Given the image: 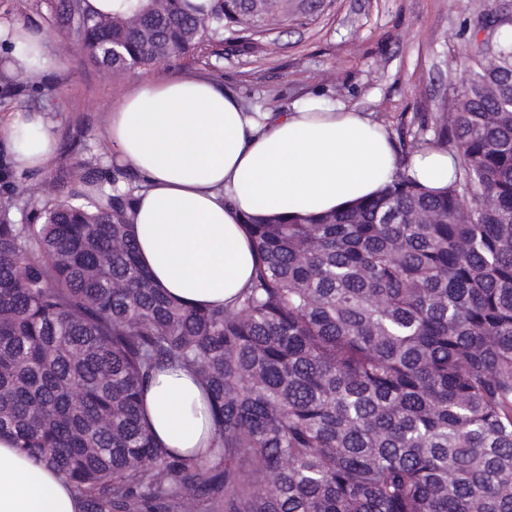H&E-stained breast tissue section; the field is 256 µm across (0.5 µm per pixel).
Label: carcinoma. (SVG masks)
Listing matches in <instances>:
<instances>
[{
    "label": "carcinoma",
    "instance_id": "1",
    "mask_svg": "<svg viewBox=\"0 0 512 512\" xmlns=\"http://www.w3.org/2000/svg\"><path fill=\"white\" fill-rule=\"evenodd\" d=\"M287 2L58 9L66 45L120 74L248 38ZM494 54L464 39L454 111L413 135L452 154L450 184L399 172L344 211L245 217L255 268L229 302L154 284L127 166L81 161L62 196L20 192L35 222L0 219V436L66 475L83 512H512L508 31ZM167 366L205 388L202 459L143 422Z\"/></svg>",
    "mask_w": 512,
    "mask_h": 512
}]
</instances>
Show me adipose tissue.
Returning a JSON list of instances; mask_svg holds the SVG:
<instances>
[{"instance_id": "obj_1", "label": "adipose tissue", "mask_w": 512, "mask_h": 512, "mask_svg": "<svg viewBox=\"0 0 512 512\" xmlns=\"http://www.w3.org/2000/svg\"><path fill=\"white\" fill-rule=\"evenodd\" d=\"M43 30L0 23V67L37 79L53 66ZM106 138L144 179L133 230L154 283L191 304H219L248 283L254 253L243 215H322L379 194L398 170L429 189L455 176L452 155L431 148L401 162L389 132L362 112L307 99L291 112L245 111L206 79L141 82L108 114ZM0 145L21 169L44 171L57 152L54 124L20 110ZM156 441L204 455L213 428L204 388L186 370L158 372L144 395ZM73 485L39 456L0 436V512H81Z\"/></svg>"}]
</instances>
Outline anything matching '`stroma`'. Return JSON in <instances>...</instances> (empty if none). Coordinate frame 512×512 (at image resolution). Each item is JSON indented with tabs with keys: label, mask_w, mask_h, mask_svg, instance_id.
Returning <instances> with one entry per match:
<instances>
[{
	"label": "stroma",
	"mask_w": 512,
	"mask_h": 512,
	"mask_svg": "<svg viewBox=\"0 0 512 512\" xmlns=\"http://www.w3.org/2000/svg\"><path fill=\"white\" fill-rule=\"evenodd\" d=\"M487 0H288L287 12L262 22L254 43L225 34L218 54L202 53L151 71L122 75L84 63L79 51L62 56L64 41L49 0H0V17L47 33L53 68L40 81L0 69V113L59 108L58 148L48 170L16 178L56 196L65 175L84 159V147L109 151L105 122L112 106L140 81L192 75L235 93L257 110L290 111L310 97L342 102L389 131L403 154L421 121L452 111L463 63L461 33L485 22Z\"/></svg>",
	"instance_id": "obj_1"
}]
</instances>
